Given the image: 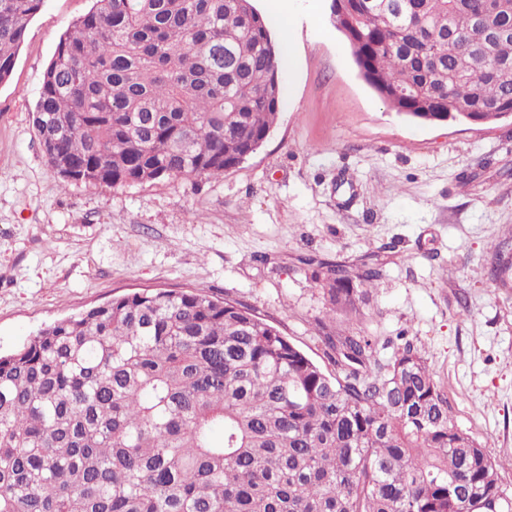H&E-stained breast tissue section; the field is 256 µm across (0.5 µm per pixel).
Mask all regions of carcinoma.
Returning a JSON list of instances; mask_svg holds the SVG:
<instances>
[{
	"instance_id": "1",
	"label": "carcinoma",
	"mask_w": 512,
	"mask_h": 512,
	"mask_svg": "<svg viewBox=\"0 0 512 512\" xmlns=\"http://www.w3.org/2000/svg\"><path fill=\"white\" fill-rule=\"evenodd\" d=\"M490 0H345L364 80L429 124L512 111V11ZM43 0H0V83ZM510 32L470 39L478 24ZM280 59L251 0H94L44 73L34 126L66 185L218 178L266 141ZM341 264L326 316L359 312ZM327 372L245 305L142 289L0 355V512H512L428 358L385 362L319 319Z\"/></svg>"
}]
</instances>
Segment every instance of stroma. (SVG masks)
Returning <instances> with one entry per match:
<instances>
[{
    "mask_svg": "<svg viewBox=\"0 0 512 512\" xmlns=\"http://www.w3.org/2000/svg\"><path fill=\"white\" fill-rule=\"evenodd\" d=\"M294 0L291 66L265 143L211 180L63 186L33 123L57 44L93 0H44L0 84V354L40 329L145 288L240 302L321 367L323 265L378 262L350 328L380 358L428 357L461 429L512 486V117L422 124L362 78L332 0Z\"/></svg>",
    "mask_w": 512,
    "mask_h": 512,
    "instance_id": "obj_1",
    "label": "stroma"
}]
</instances>
